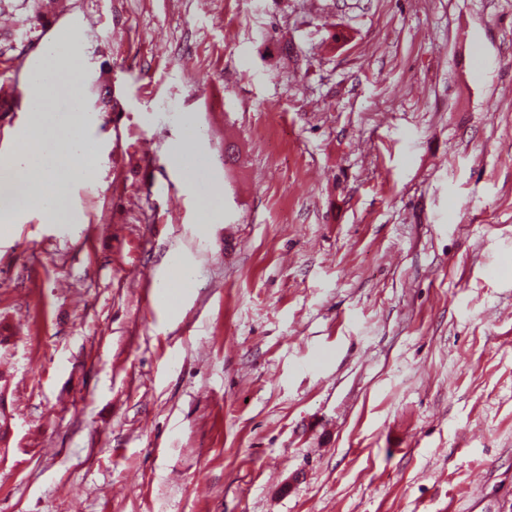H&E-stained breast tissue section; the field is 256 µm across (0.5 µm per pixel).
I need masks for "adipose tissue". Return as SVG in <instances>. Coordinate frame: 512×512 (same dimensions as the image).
<instances>
[{"mask_svg": "<svg viewBox=\"0 0 512 512\" xmlns=\"http://www.w3.org/2000/svg\"><path fill=\"white\" fill-rule=\"evenodd\" d=\"M80 81L72 66L59 59L44 57L29 80L31 115L18 137L14 154L0 161V168L18 169L22 183L0 180V227L9 228L31 207L39 208L48 223L70 221L67 198L61 191L63 178H88L92 167L78 166L74 158L81 149L77 131L82 126ZM65 96L73 104L71 113L54 112L56 98Z\"/></svg>", "mask_w": 512, "mask_h": 512, "instance_id": "adipose-tissue-1", "label": "adipose tissue"}]
</instances>
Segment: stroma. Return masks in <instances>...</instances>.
<instances>
[{
	"instance_id": "stroma-1",
	"label": "stroma",
	"mask_w": 512,
	"mask_h": 512,
	"mask_svg": "<svg viewBox=\"0 0 512 512\" xmlns=\"http://www.w3.org/2000/svg\"><path fill=\"white\" fill-rule=\"evenodd\" d=\"M5 10L95 174L0 232V512H512V0Z\"/></svg>"
}]
</instances>
